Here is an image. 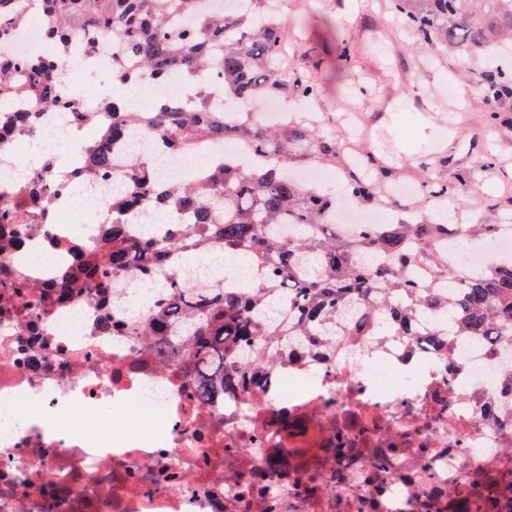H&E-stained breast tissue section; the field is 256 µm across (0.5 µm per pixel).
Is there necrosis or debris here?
Wrapping results in <instances>:
<instances>
[{
  "mask_svg": "<svg viewBox=\"0 0 512 512\" xmlns=\"http://www.w3.org/2000/svg\"><path fill=\"white\" fill-rule=\"evenodd\" d=\"M0 45L18 69L53 52L38 20L13 27ZM71 50L84 61L61 68L63 100L31 106L32 135L0 138V213L32 230L23 252L0 239V512H335L331 490H287L295 474L270 461L267 434L285 411L315 412L328 440L349 434L366 451L402 449L386 472L403 481L396 496L375 498L365 457L351 461L349 512H416L512 450V391L498 384L512 351L489 356L480 339L448 352L420 336H347L325 365H281L254 394L203 403L187 362H162L143 336L101 335L92 294L64 305L44 300L45 282L68 265L65 244L81 237L83 213L104 222L112 211L111 177L91 178L83 209L52 164L25 161L33 142L51 141L73 169L87 165L66 99L100 111V100L83 92L86 72H111L125 48L99 36L92 54L79 37ZM186 89L182 80L144 76L127 105H176ZM36 183L50 209L33 205ZM449 255L467 268L511 260L512 228L482 253L453 240ZM19 269L26 286L16 290L9 282ZM78 408L93 418L75 419ZM21 410L32 418L22 430L14 423ZM255 473L281 493L250 488Z\"/></svg>",
  "mask_w": 512,
  "mask_h": 512,
  "instance_id": "4bbe7bcc",
  "label": "necrosis or debris"
}]
</instances>
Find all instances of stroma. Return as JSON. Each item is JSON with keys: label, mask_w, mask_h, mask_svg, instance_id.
<instances>
[{"label": "stroma", "mask_w": 512, "mask_h": 512, "mask_svg": "<svg viewBox=\"0 0 512 512\" xmlns=\"http://www.w3.org/2000/svg\"><path fill=\"white\" fill-rule=\"evenodd\" d=\"M293 41L294 65L318 82L307 106L321 115V128H336L339 106L353 104L369 124L370 149L387 157V187L403 183L412 193L396 205L411 206L422 161L437 158L436 175L476 188L467 213L482 224H512V101L500 104L493 132H484L486 109L474 91L470 61L413 49V37L390 12L359 10L357 0H279ZM349 49L355 66L341 56ZM499 159L484 168L485 153Z\"/></svg>", "instance_id": "1"}]
</instances>
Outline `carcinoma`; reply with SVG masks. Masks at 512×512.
I'll return each instance as SVG.
<instances>
[{"instance_id":"carcinoma-1","label":"carcinoma","mask_w":512,"mask_h":512,"mask_svg":"<svg viewBox=\"0 0 512 512\" xmlns=\"http://www.w3.org/2000/svg\"><path fill=\"white\" fill-rule=\"evenodd\" d=\"M249 3V11L235 13L210 11L202 0H37V16L57 54L29 65L20 83L7 82L11 66L0 58V92L18 91L34 102L55 98L60 93L55 71L71 41L81 36L91 51L93 37L102 32L126 44L130 60L115 69L120 81L133 82L145 73L162 79L175 72L189 80L217 66L218 81L194 89L177 112L157 106L122 112L115 99L105 102L110 113L70 106L75 126L96 129L87 147L91 171L113 172L117 156L110 144L127 126L151 130L168 152L226 140L241 141L250 152L245 164L218 152L204 171H188L163 193L153 191L149 159H128L130 194L112 200L106 232L73 242L75 266L47 284V294L63 304L78 289L91 288L104 303L120 277L161 281L166 292L152 297L145 313L106 315L97 328L114 336L126 328L152 336L161 357L191 360L196 393L204 402L259 385V372L273 362L326 353L350 325L376 336L389 328L412 336L418 318L434 315L428 341L440 347L453 346L456 336L486 338L493 347L512 342V263L473 272L449 263L448 242L459 225L431 216L368 224L354 239L336 235V190H316L294 177L336 157V141L302 121L259 123L252 113L239 112L230 124L215 110L218 98L226 106L239 100L259 109L272 98L287 97L290 85L306 98L317 94L305 74L280 69L284 17L272 10L271 0ZM391 9L418 45L462 58L495 37L512 36V0H392ZM29 17V0H0V36L10 20ZM478 92L490 119H497L494 106L512 93V73L487 60ZM469 189L427 175L423 196L443 193L461 204ZM343 193L363 208L374 200L372 184L357 174L345 181ZM146 206L176 215L188 211L191 218L169 233L136 239L129 221ZM293 226L304 232L287 235L285 228ZM495 230L494 224H471L463 233L487 241ZM197 253H221L252 275L232 283L215 279L198 288L182 272L183 257ZM371 301L387 323L370 310ZM313 424L306 416L283 420L271 434L272 447L305 440ZM402 452L377 449L370 471H386ZM356 453L341 446L294 445L288 458L305 475L302 492L309 494L325 480L326 458ZM425 512H512V460L493 475L473 471L445 507L431 503Z\"/></svg>"}]
</instances>
